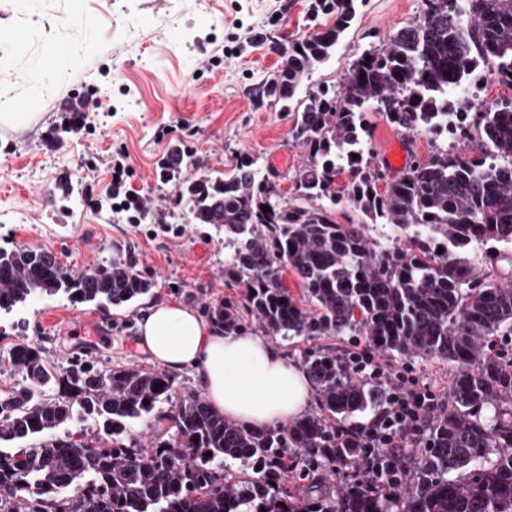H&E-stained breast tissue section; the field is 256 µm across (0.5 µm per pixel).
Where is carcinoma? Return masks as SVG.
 I'll return each instance as SVG.
<instances>
[{
  "label": "carcinoma",
  "mask_w": 512,
  "mask_h": 512,
  "mask_svg": "<svg viewBox=\"0 0 512 512\" xmlns=\"http://www.w3.org/2000/svg\"><path fill=\"white\" fill-rule=\"evenodd\" d=\"M363 2L318 0L332 24L291 40L267 88L295 113L292 137L309 153L294 177L304 203L279 202L247 156L228 174L178 182L177 196L191 203L186 223L224 230V277L247 288L249 309L267 333L362 336L375 348L456 365L448 406L426 426V446L392 460V469L410 473L409 485L378 494L369 479L336 498L283 482L290 461L334 472L364 454L336 428L374 405V389L348 376L330 347L305 357L319 412L256 428L225 419L195 395L162 411L174 380L158 370L75 368L69 390L45 399L59 377L41 349L18 345L10 362L25 385L0 396V440L41 442L0 454V512H512V358L487 349L495 337L512 336V285L492 272L476 276L500 261L498 244H512V101L476 111L460 148L438 149L394 177L373 167L361 146L369 105L409 133L420 120L443 121L444 94L476 77L484 62L512 86V0H424L423 12L384 47L352 62L337 89L320 87L293 105ZM171 156L162 164L167 180L195 165L179 148ZM344 171L345 199L365 217L357 224L336 223L322 204L336 203ZM375 224L395 233L392 247L374 246L367 228ZM286 268L300 280V299L282 285ZM151 287L129 260L72 273L49 251L0 249V312L59 293L107 309ZM213 314L224 332H243L232 304ZM85 417L102 421L112 445L56 435ZM145 418L171 421L175 435L148 449L124 443L126 426ZM228 460L252 464L254 476L224 483L216 463Z\"/></svg>",
  "instance_id": "obj_1"
}]
</instances>
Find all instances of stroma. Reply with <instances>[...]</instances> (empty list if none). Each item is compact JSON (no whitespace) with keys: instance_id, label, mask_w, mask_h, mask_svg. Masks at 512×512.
Masks as SVG:
<instances>
[{"instance_id":"obj_1","label":"stroma","mask_w":512,"mask_h":512,"mask_svg":"<svg viewBox=\"0 0 512 512\" xmlns=\"http://www.w3.org/2000/svg\"><path fill=\"white\" fill-rule=\"evenodd\" d=\"M316 0H0V248L53 252L81 271L130 259L154 286L110 310L40 296L0 322V395L21 387L11 348L42 349L58 377L73 366L158 370L139 344L148 304L172 301L201 316L232 303L246 333L262 335L246 291L224 277L229 250L207 224H187L173 182L159 164L173 146L198 161L196 178L257 158L283 202L308 152L291 136L294 115L264 89L289 38L319 30ZM423 0H366L329 60L305 80L333 85L363 51L385 46L414 19ZM83 122L68 128L72 105ZM374 166L394 152L405 162L447 147L442 137L411 136L374 107L365 110ZM124 152L133 188L154 218L131 223L111 208L113 153ZM383 367H415L421 385L447 393L455 369L441 359L377 352Z\"/></svg>"}]
</instances>
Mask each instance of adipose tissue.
<instances>
[{
    "label": "adipose tissue",
    "mask_w": 512,
    "mask_h": 512,
    "mask_svg": "<svg viewBox=\"0 0 512 512\" xmlns=\"http://www.w3.org/2000/svg\"><path fill=\"white\" fill-rule=\"evenodd\" d=\"M139 335L141 346L168 370L194 368L209 405L230 420L280 426L308 405L304 372L261 337L225 334L193 310L166 301L144 310Z\"/></svg>",
    "instance_id": "obj_1"
}]
</instances>
